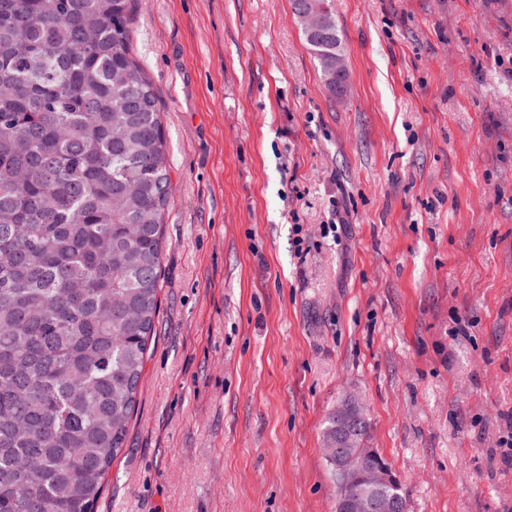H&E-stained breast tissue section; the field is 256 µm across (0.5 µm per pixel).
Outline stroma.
I'll return each mask as SVG.
<instances>
[{"label": "stroma", "instance_id": "1", "mask_svg": "<svg viewBox=\"0 0 512 512\" xmlns=\"http://www.w3.org/2000/svg\"><path fill=\"white\" fill-rule=\"evenodd\" d=\"M333 3L342 98L291 0H135L173 190L95 512H336L349 391L406 512H512V0Z\"/></svg>", "mask_w": 512, "mask_h": 512}]
</instances>
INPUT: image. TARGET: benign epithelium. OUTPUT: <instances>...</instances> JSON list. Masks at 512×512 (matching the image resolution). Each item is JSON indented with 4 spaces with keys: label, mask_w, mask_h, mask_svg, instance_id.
<instances>
[{
    "label": "benign epithelium",
    "mask_w": 512,
    "mask_h": 512,
    "mask_svg": "<svg viewBox=\"0 0 512 512\" xmlns=\"http://www.w3.org/2000/svg\"><path fill=\"white\" fill-rule=\"evenodd\" d=\"M309 35L320 34L325 20L315 0H294L292 6ZM336 432L325 442L326 458L345 495L336 504L338 512H405L404 499L394 489L398 480L387 467L369 468L355 451L359 426L365 418L360 399L345 395L336 405Z\"/></svg>",
    "instance_id": "1"
}]
</instances>
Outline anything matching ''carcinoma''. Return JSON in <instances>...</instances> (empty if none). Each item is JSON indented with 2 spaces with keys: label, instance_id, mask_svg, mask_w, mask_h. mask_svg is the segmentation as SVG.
Wrapping results in <instances>:
<instances>
[{
  "label": "carcinoma",
  "instance_id": "cac0c4a2",
  "mask_svg": "<svg viewBox=\"0 0 512 512\" xmlns=\"http://www.w3.org/2000/svg\"><path fill=\"white\" fill-rule=\"evenodd\" d=\"M133 7L0 0V512H95L137 402L171 181Z\"/></svg>",
  "mask_w": 512,
  "mask_h": 512
}]
</instances>
